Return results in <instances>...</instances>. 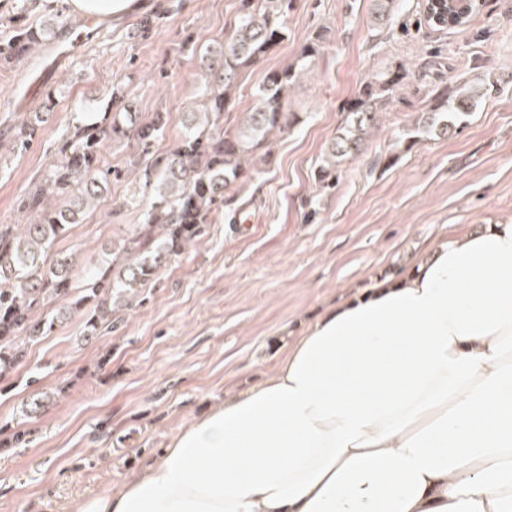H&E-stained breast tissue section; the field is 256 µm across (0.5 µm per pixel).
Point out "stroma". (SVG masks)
Instances as JSON below:
<instances>
[{"instance_id": "obj_1", "label": "stroma", "mask_w": 512, "mask_h": 512, "mask_svg": "<svg viewBox=\"0 0 512 512\" xmlns=\"http://www.w3.org/2000/svg\"><path fill=\"white\" fill-rule=\"evenodd\" d=\"M146 38L141 12L102 22L71 20L87 40L54 59L39 47L16 61L0 57V224H22L24 194L45 174L67 127L103 111L113 85L133 86L138 112L169 115L159 149L182 133V110L196 98L194 44L223 39L238 0H182ZM326 43L313 74L288 97L300 122L242 190L248 206L213 218L206 234L162 268L143 304L115 315L112 330L83 341L79 315L33 344L15 378L0 389V424L22 423L23 448L0 452V512H73L81 498L125 481L166 447L183 423L251 386L283 347L324 308L371 277L390 276L423 253L442 229L512 222V0H480L460 28L434 29L422 0H401L388 23L374 0H295L288 37L246 71L236 95L247 109L266 72L295 61L315 32ZM51 63L47 87L56 107L31 147L13 135L40 105L26 97L25 73ZM409 76L381 109L362 155L347 164L334 191L311 198V174L365 78L389 65ZM474 83L478 107L448 137H434L386 164L395 137L430 102L433 86ZM111 183L54 253H81L88 265L110 257L113 240L135 223L112 199ZM47 397L38 415L23 408Z\"/></svg>"}]
</instances>
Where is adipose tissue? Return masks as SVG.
I'll list each match as a JSON object with an SVG mask.
<instances>
[{"mask_svg":"<svg viewBox=\"0 0 512 512\" xmlns=\"http://www.w3.org/2000/svg\"><path fill=\"white\" fill-rule=\"evenodd\" d=\"M74 512H512V223L444 231Z\"/></svg>","mask_w":512,"mask_h":512,"instance_id":"1","label":"adipose tissue"}]
</instances>
